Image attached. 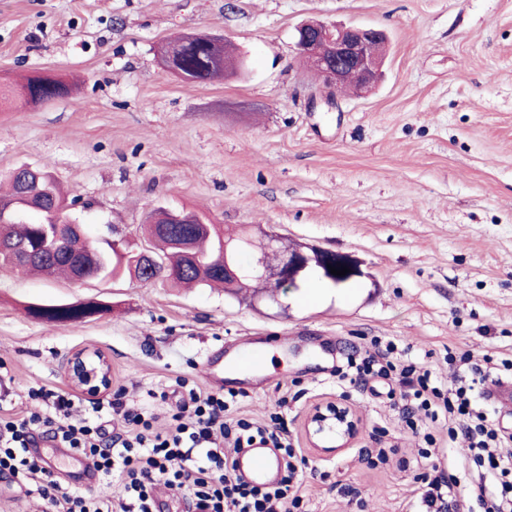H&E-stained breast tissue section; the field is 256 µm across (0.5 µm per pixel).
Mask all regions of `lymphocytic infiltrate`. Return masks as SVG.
Here are the masks:
<instances>
[{
  "label": "lymphocytic infiltrate",
  "mask_w": 512,
  "mask_h": 512,
  "mask_svg": "<svg viewBox=\"0 0 512 512\" xmlns=\"http://www.w3.org/2000/svg\"><path fill=\"white\" fill-rule=\"evenodd\" d=\"M449 364L467 372L457 386L444 387L408 354H397L394 343L375 348L355 367L361 380L393 381L398 389L392 407L409 428L416 413H424L437 432L423 435L415 459L400 458L401 468H424L425 490L415 512H460L462 481L471 484L481 512H512V435L497 428L486 397V383L512 362L484 355L473 362L469 352H449ZM33 400L51 402L49 414L25 415L0 410V474L34 485L54 512H152L154 495L168 488L179 495L187 512H308L301 492L308 459L293 447L281 414L270 423L232 414L224 394L190 386L166 429L141 409L121 399L89 401L82 417L72 413L74 402L65 392L40 387ZM122 414L125 429L113 432L110 416ZM91 459L102 479H118L119 498L91 497L55 479L32 455L36 432ZM464 441L454 463L443 460L447 443ZM262 443L276 449L284 463L276 485H253L235 472L233 457L240 449Z\"/></svg>",
  "instance_id": "1"
}]
</instances>
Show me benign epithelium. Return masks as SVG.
I'll return each instance as SVG.
<instances>
[{
    "instance_id": "1",
    "label": "benign epithelium",
    "mask_w": 512,
    "mask_h": 512,
    "mask_svg": "<svg viewBox=\"0 0 512 512\" xmlns=\"http://www.w3.org/2000/svg\"><path fill=\"white\" fill-rule=\"evenodd\" d=\"M381 39V33L373 28L360 26H334L328 24L305 25L297 29L296 53L305 59L319 74L325 87L338 91L346 85L365 88L380 76L382 58L369 51L372 43ZM55 224L43 227L44 243L34 246L27 243L0 242V251L12 253L19 267L40 259L44 251L58 248L71 249L73 244L63 227L70 226L82 234L80 225L58 212ZM172 246L185 258L182 270L197 269L224 275L234 282H274L290 289L299 284L300 278L316 268L328 271L347 267L348 280L366 276L361 262L349 253L334 252L316 246L294 244L286 246L281 239L264 231L256 238H226L207 258L197 252L192 238L172 236ZM116 257V272L129 268V275L144 283H154L171 278L178 270L170 267L164 257L144 245L129 256L112 243ZM68 379L70 384L88 394L99 395L111 389L112 371L108 356L99 350L84 349L70 358ZM361 420L354 409L344 402H326L315 405L305 421V432L310 439L321 442L327 438L336 440V447L344 448L356 438Z\"/></svg>"
}]
</instances>
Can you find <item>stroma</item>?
<instances>
[{
	"label": "stroma",
	"mask_w": 512,
	"mask_h": 512,
	"mask_svg": "<svg viewBox=\"0 0 512 512\" xmlns=\"http://www.w3.org/2000/svg\"><path fill=\"white\" fill-rule=\"evenodd\" d=\"M305 23L382 30L379 83L326 103L294 50ZM196 33L231 42L243 71L206 84L166 72L164 42ZM36 71L81 88L0 108V175L47 167L92 240L118 226L135 245L156 208L195 211L353 254L365 276L254 303L127 275L82 286L0 268V404L44 411L28 390L70 391L69 358L95 348L113 389L164 424L184 394L178 378L205 386L204 359L277 334L288 342L270 373L224 386L245 391L253 419L287 415L314 465L310 512H409L417 469L366 461L381 447L416 452L387 382L340 386L335 371L374 336L448 382L447 348L512 358V0H0V86ZM85 301L104 312L79 324L26 312ZM334 400L355 409L360 433L313 447L305 418Z\"/></svg>",
	"instance_id": "stroma-1"
}]
</instances>
